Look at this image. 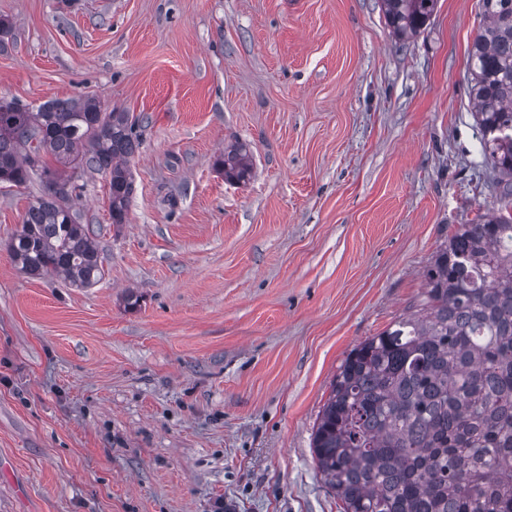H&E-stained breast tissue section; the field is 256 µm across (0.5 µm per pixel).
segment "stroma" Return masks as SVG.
Masks as SVG:
<instances>
[{"instance_id":"35a3bbf8","label":"stroma","mask_w":512,"mask_h":512,"mask_svg":"<svg viewBox=\"0 0 512 512\" xmlns=\"http://www.w3.org/2000/svg\"><path fill=\"white\" fill-rule=\"evenodd\" d=\"M480 12L399 39L379 0H0V99L143 120L127 224L79 180L94 287L16 268L45 184H0V512H343L312 454L337 370L491 199ZM216 166L224 171V177L230 182H240L250 176L252 156L246 145H231L216 161Z\"/></svg>"}]
</instances>
